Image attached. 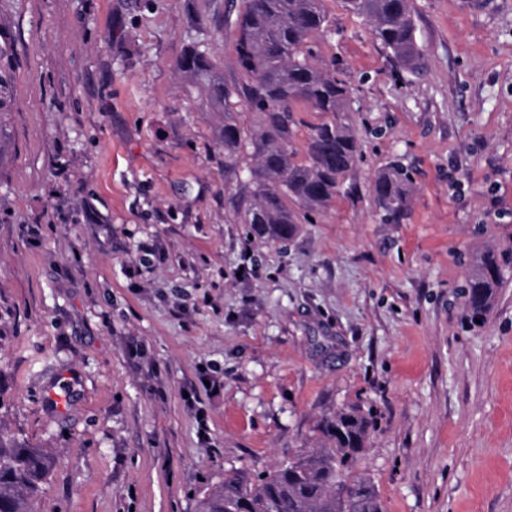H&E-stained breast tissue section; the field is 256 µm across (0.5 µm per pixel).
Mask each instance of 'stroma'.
Instances as JSON below:
<instances>
[{
  "label": "stroma",
  "instance_id": "35a3bbf8",
  "mask_svg": "<svg viewBox=\"0 0 512 512\" xmlns=\"http://www.w3.org/2000/svg\"><path fill=\"white\" fill-rule=\"evenodd\" d=\"M225 2L0 0V428L49 455L33 512H198L351 408L383 512H512V271L481 323L460 293L512 246V0H409L418 69L323 0L360 156L285 244L225 208L224 115L176 68L203 41L237 77ZM410 183L409 174L397 164H390L378 173L373 183L374 199L386 217H397L403 212Z\"/></svg>",
  "mask_w": 512,
  "mask_h": 512
}]
</instances>
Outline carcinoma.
<instances>
[{"label":"carcinoma","instance_id":"obj_1","mask_svg":"<svg viewBox=\"0 0 512 512\" xmlns=\"http://www.w3.org/2000/svg\"><path fill=\"white\" fill-rule=\"evenodd\" d=\"M345 5L371 24L376 40L401 64L413 67L423 58L408 0H345ZM222 22L235 33L240 77L226 80L209 50L196 43L180 55L177 69L207 92L212 107L224 111V170L238 182L228 207L253 237L284 242L336 197L359 156L357 137L338 119L349 111L350 91L311 61L308 39L329 26L322 0H241ZM300 103L331 119L313 128L305 161L296 163L294 112ZM242 106L259 116L257 129L241 123ZM410 183L397 164L378 173L373 193L385 216L403 212ZM290 201L299 209L288 207ZM507 269H512V247L484 255L463 285L470 319L481 320L490 310ZM369 427L360 411H340L321 427L328 447L255 480L242 473L225 478L204 494L199 512H382L375 486L353 473ZM47 474L43 450L0 431V512H32Z\"/></svg>","mask_w":512,"mask_h":512}]
</instances>
